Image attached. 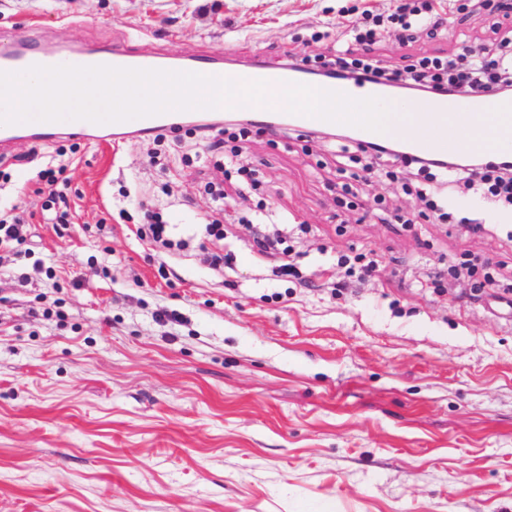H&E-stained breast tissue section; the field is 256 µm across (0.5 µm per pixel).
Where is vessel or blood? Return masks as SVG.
<instances>
[{"label":"vessel or blood","mask_w":512,"mask_h":512,"mask_svg":"<svg viewBox=\"0 0 512 512\" xmlns=\"http://www.w3.org/2000/svg\"><path fill=\"white\" fill-rule=\"evenodd\" d=\"M34 65L42 66H95L108 65L120 68L156 69L160 63L158 59L150 55H141L132 52L127 47L114 44L91 52L73 51L59 53L54 51L29 50V51H4L0 53V70L5 72H21ZM237 80H264L270 87L276 88L285 82L307 83L308 77L297 67L285 65H272L259 60L246 69L234 72ZM332 90L343 92L352 97H377L387 99L388 94L380 82L368 79H350L332 83ZM500 99L495 96H487L480 102L469 100H456L448 102L440 99L424 101L423 106L431 112L440 114L459 113L465 114L475 111H491L499 107ZM189 114L183 112H166L163 114L141 117L136 121L135 136L147 137L156 132L172 126H177L189 121ZM252 121L258 126L276 125L283 129L288 128H316L322 121L318 118L290 114L286 111L268 112L257 109L252 114ZM90 126L86 120H66L58 122L32 121L26 123V130L31 131L33 140H48L59 135H81Z\"/></svg>","instance_id":"vessel-or-blood-1"}]
</instances>
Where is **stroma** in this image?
Here are the masks:
<instances>
[{"instance_id": "obj_1", "label": "stroma", "mask_w": 512, "mask_h": 512, "mask_svg": "<svg viewBox=\"0 0 512 512\" xmlns=\"http://www.w3.org/2000/svg\"><path fill=\"white\" fill-rule=\"evenodd\" d=\"M393 0H0V35L46 50L121 43L176 65L335 52L336 25ZM447 24L387 69L487 43L502 12L437 0ZM189 125L164 142L93 136L0 148V512H512V226L471 202L440 223L384 171L353 181L337 142L253 128L241 157ZM252 163L238 192L225 171ZM67 165L66 223L39 173ZM356 182L358 205L341 203ZM225 188L223 204L207 183ZM151 205L186 249L131 227ZM409 216L406 224L398 215ZM224 224L223 240L204 230ZM289 230L298 278L252 230ZM223 247L216 272L205 252ZM373 253V278L339 256ZM472 260L483 274L429 286ZM346 280L341 292L332 284ZM24 220L19 215L0 213V244L16 241L22 244L26 241Z\"/></svg>"}]
</instances>
